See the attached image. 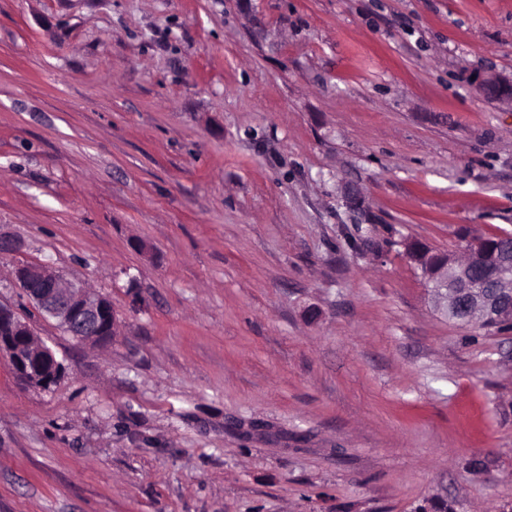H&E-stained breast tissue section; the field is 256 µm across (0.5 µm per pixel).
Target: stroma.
<instances>
[{
	"label": "stroma",
	"instance_id": "35a3bbf8",
	"mask_svg": "<svg viewBox=\"0 0 512 512\" xmlns=\"http://www.w3.org/2000/svg\"><path fill=\"white\" fill-rule=\"evenodd\" d=\"M512 0H0V512H512V330L405 254L512 232ZM107 296L79 343L13 278ZM35 333L8 307L0 305V355L8 358L17 377L26 385L47 390L62 373L63 365L46 344L33 342Z\"/></svg>",
	"mask_w": 512,
	"mask_h": 512
}]
</instances>
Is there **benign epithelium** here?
I'll return each mask as SVG.
<instances>
[{"mask_svg":"<svg viewBox=\"0 0 512 512\" xmlns=\"http://www.w3.org/2000/svg\"><path fill=\"white\" fill-rule=\"evenodd\" d=\"M491 97L512 104V81L491 77L483 84ZM503 238H469V259L462 263L440 260L426 266L424 280L435 312L448 305L467 318L479 314L485 320L512 325V251ZM19 288L42 317L53 320L76 340L105 337L117 328L112 302L45 264L22 265L14 270ZM35 333L16 313L0 305V355L8 358L17 377L26 385L47 390L62 373L63 365L44 343H34Z\"/></svg>","mask_w":512,"mask_h":512,"instance_id":"benign-epithelium-1","label":"benign epithelium"}]
</instances>
